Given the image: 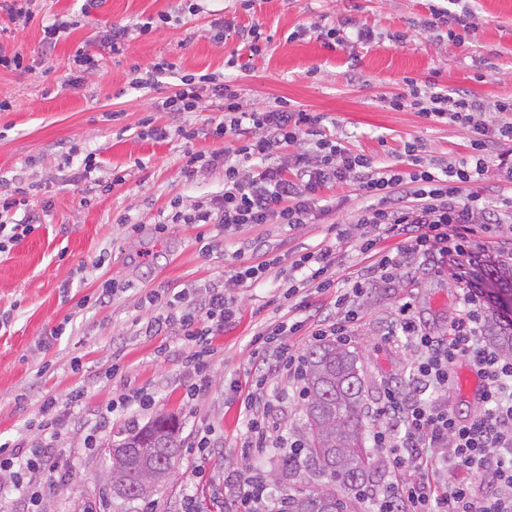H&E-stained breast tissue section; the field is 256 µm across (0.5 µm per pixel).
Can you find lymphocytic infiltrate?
Returning <instances> with one entry per match:
<instances>
[{"mask_svg":"<svg viewBox=\"0 0 512 512\" xmlns=\"http://www.w3.org/2000/svg\"><path fill=\"white\" fill-rule=\"evenodd\" d=\"M172 75L179 82L169 95L154 102V111L195 112L203 98L221 100L224 119L212 134L232 137L234 144L208 154L185 150L182 176L190 180L199 169L220 168L224 190L189 211L179 201H171V211L158 224V232L172 224L293 228L315 219L323 190L354 186L367 201L356 220L362 231L360 252L372 254L384 235L404 239L396 254L383 255L365 266L350 288L337 295L335 305L342 321L321 320L307 327L300 321L275 320L256 337V364L244 398L243 453L294 449L299 439L281 434L277 422L270 419L271 402L263 394L275 372L284 370L294 381L305 380L306 358L286 346L284 337L306 328L314 339L345 342L347 324L356 318L355 297L374 279L396 280L408 258L439 264L455 255L466 257L468 264L478 263L486 248L483 236L490 233L495 213L481 192L466 194L462 188L484 178L492 146L512 142V101L498 102L495 109L501 117L489 122L483 118V103L473 95L404 78L407 90L392 97V109L409 107L424 119L467 128L471 150L457 161H435L424 157L422 145L412 140L404 142L399 163L381 166L374 158L349 149L341 137L319 133L323 114L294 108L280 99L260 109H245L240 90L213 74L182 75L177 63L163 59L137 68L131 85L151 90ZM284 148L289 151L287 159H278V151ZM30 194V187L20 185L13 194L0 197L1 254L35 229L27 213ZM249 252L254 260H246ZM236 254L241 261L230 271L232 286L254 284L285 262L282 254L270 251L260 240L237 249ZM288 265L286 297L297 296L310 283L320 289L332 284L328 276L332 249L301 254ZM461 300L462 308L444 336L432 335L417 323L411 302L398 309L394 329L415 345L418 358L411 369V391L393 385L384 390L371 442L375 452L389 460L391 474L364 492L368 512H512V358L482 340L488 304L481 286L468 282ZM236 313L230 288L209 286L197 307L187 305L183 292L168 291L163 312L147 322L146 333L166 328L186 336L190 348L181 359L196 376L187 388L189 399L208 391L211 336L215 327L232 321ZM462 354L468 355L484 384L479 411L467 416L448 404L451 370ZM52 407V402H44L37 427L46 436L32 442L26 455L16 453L14 443L0 442V472L10 475L13 490L23 497L29 512H41L42 493L26 481V474L57 465L58 436L48 418ZM457 466L468 469L473 482L447 477V470ZM408 468L422 470V477L404 480L402 474ZM224 486L234 512H282L284 507L283 501L270 498L262 474L234 470L225 475Z\"/></svg>","mask_w":512,"mask_h":512,"instance_id":"1","label":"lymphocytic infiltrate"}]
</instances>
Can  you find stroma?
<instances>
[{
  "label": "stroma",
  "instance_id": "35a3bbf8",
  "mask_svg": "<svg viewBox=\"0 0 512 512\" xmlns=\"http://www.w3.org/2000/svg\"><path fill=\"white\" fill-rule=\"evenodd\" d=\"M443 0H199L197 14L183 23L158 29L131 41L121 55L111 54L102 40L115 25H129L170 10L175 0H37L36 15L26 26L0 13V47L22 51L32 71L0 70V98L11 111L0 112V195L10 193L11 178L25 172L39 186L47 206L41 225L0 254V313H11L0 329V440H34L31 428L45 400L56 402L59 441L58 471H36L32 483L44 492V512H181L193 499L197 512H224V474L242 469L245 426L239 389L251 382L254 345L261 324L286 315L304 319H335L336 289L347 287L366 261L357 238L337 243L336 227L353 225L366 203L353 186L324 191L326 209L314 223L288 228L279 224H248L225 230L220 224H172L165 233L154 227L165 220L169 202L180 199L192 208L224 189L221 170L206 169L192 180L180 174L185 148L211 152L223 139L201 135L192 142L178 134L181 126L201 129L207 119L222 120L224 106L204 98L200 111L175 118L150 109L151 100L169 94L174 78L152 90L131 89L133 70L165 58L181 72H216L239 86L250 108L285 98L311 112L324 114L325 125L344 138L348 148L395 163L405 140L418 138L435 160H458L470 151V135L458 126L435 124L412 109L392 110L389 99L403 78L431 80L440 87L466 90L482 99L487 121L497 120L494 105L512 100V0H469L474 31L465 42L425 30L430 10ZM78 17L79 24L51 52L42 49L43 28L58 18ZM260 23L269 43L260 54L242 49L235 34L241 26ZM368 26L381 38L364 45H338L317 36L293 38L298 27ZM87 48L100 56L98 73L82 86L59 85L68 74L75 52ZM237 55L238 65L224 60ZM169 130L166 139L139 137L145 119ZM95 153L98 178L126 172L125 184L110 191L84 183H64L63 158L81 161ZM512 142L497 146L478 188L498 213L483 256L484 270L512 264V208L502 206L512 195ZM140 222L129 232L123 218ZM252 239L294 254L332 247L337 251L331 290L308 286L307 307L286 299L282 279L269 274L249 287L234 289L239 314L218 328L212 338L210 390L188 402L185 389L193 375L179 352L184 337L143 329L163 309V301L146 302L149 293L185 290L201 300L205 285L223 286L236 265L240 243ZM213 245L201 251L200 241ZM456 265L435 269L410 262L398 282L375 280L356 298L359 318L350 327V346L360 355L365 409L378 406L387 383L407 385L416 359L414 347L389 329L403 302L435 336L448 333L460 310L463 287ZM126 287L111 303L95 298L105 279ZM63 335H56L57 327ZM144 389L155 402L148 409L131 406L115 413L102 428L98 446L84 444L86 427L97 409L123 393ZM83 391L81 402L72 391ZM268 395L273 418L295 433L302 401L287 374L271 377ZM160 415L175 416L182 448L171 479L146 499L123 502L106 488L105 451L131 427H143ZM214 427L218 442L205 462L206 474L194 475V435Z\"/></svg>",
  "mask_w": 512,
  "mask_h": 512
}]
</instances>
